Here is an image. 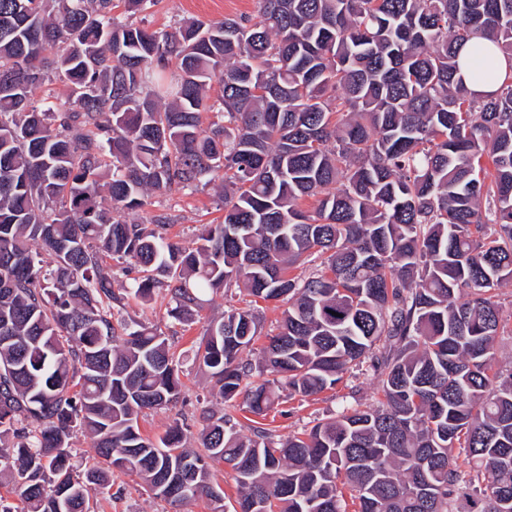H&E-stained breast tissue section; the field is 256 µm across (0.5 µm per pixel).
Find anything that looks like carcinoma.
Instances as JSON below:
<instances>
[{"label": "carcinoma", "instance_id": "cac0c4a2", "mask_svg": "<svg viewBox=\"0 0 512 512\" xmlns=\"http://www.w3.org/2000/svg\"><path fill=\"white\" fill-rule=\"evenodd\" d=\"M157 3L0 0V466L27 512H93L115 470L224 512L213 462L234 471L240 512H457L465 489L512 512L493 301L512 281V77L475 97L456 59L475 36L476 53L512 59V0H258L254 18L129 21ZM46 82L66 99L32 101ZM211 112L224 121L205 128ZM217 181L224 220L191 247L165 217L114 219ZM312 252L324 270L289 276ZM106 257L128 261L129 286ZM240 283L287 304L278 333L244 361L261 324L234 309L195 358L224 402L243 397L249 433L211 411L202 454L178 426L143 435L144 411L178 401L179 370L163 333L115 327L114 308L164 290L187 325ZM365 361L377 406L286 441L262 426L283 394L332 390ZM77 430L98 457L82 471Z\"/></svg>", "mask_w": 512, "mask_h": 512}]
</instances>
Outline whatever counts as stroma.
I'll return each mask as SVG.
<instances>
[{
    "label": "stroma",
    "mask_w": 512,
    "mask_h": 512,
    "mask_svg": "<svg viewBox=\"0 0 512 512\" xmlns=\"http://www.w3.org/2000/svg\"><path fill=\"white\" fill-rule=\"evenodd\" d=\"M257 12L256 0H159L145 20L150 29L170 28L188 19L220 21L228 16H252ZM221 202L215 186H201L184 192L152 194L148 205L136 218L150 221L169 217L165 235L173 242H187L194 238L202 225L218 223L222 218ZM131 214L119 213V220L131 221ZM495 300L500 309L503 331L495 342L496 366L503 374L512 373V284L499 288ZM169 298L158 293L150 303L128 300L122 318L133 319L160 328L172 345L178 361L181 394L176 405L147 412L140 421L143 434L155 438L170 426L180 425L187 431V447L200 446L201 417L208 411H230L243 417L240 407H226L208 374L193 359V351L210 322L221 319L227 311L244 308L247 298L232 288L214 295L191 325L184 326L166 314ZM379 398L377 380L368 366H360L347 373L335 389L314 397L299 396L284 399L267 417L276 438L310 429L321 419L345 405H376ZM117 491L112 501L100 504L99 512H212V503L199 498L181 506H172L156 498L141 477L133 472H118L113 476Z\"/></svg>",
    "instance_id": "1"
}]
</instances>
